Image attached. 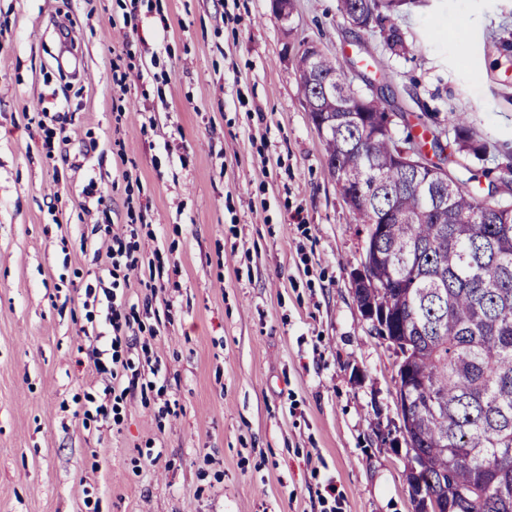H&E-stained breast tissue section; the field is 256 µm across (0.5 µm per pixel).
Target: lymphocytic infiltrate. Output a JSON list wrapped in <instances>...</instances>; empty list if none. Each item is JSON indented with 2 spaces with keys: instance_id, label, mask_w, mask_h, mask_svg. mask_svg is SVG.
Here are the masks:
<instances>
[{
  "instance_id": "1",
  "label": "lymphocytic infiltrate",
  "mask_w": 512,
  "mask_h": 512,
  "mask_svg": "<svg viewBox=\"0 0 512 512\" xmlns=\"http://www.w3.org/2000/svg\"><path fill=\"white\" fill-rule=\"evenodd\" d=\"M92 232L107 244L104 260L107 273L86 283L83 308L87 323L101 318L112 330L110 340L95 349L93 357L95 370L112 379L108 388L112 404L105 407L96 404L94 399H87L83 415L87 418L95 414L102 416L118 427L125 419L128 395L135 389L155 386L126 355L129 347L136 343L140 344L143 355H150L149 344L141 343L140 338L157 334L154 325L145 323L136 308L126 304L128 274L141 267L147 268V287L163 289L170 285L166 278L170 260L159 250L154 251L151 258H144V243L155 238L156 230L153 225L137 222L135 214H128L121 231H114L111 224L106 223L94 225Z\"/></svg>"
}]
</instances>
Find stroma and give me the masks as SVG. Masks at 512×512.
<instances>
[{"mask_svg": "<svg viewBox=\"0 0 512 512\" xmlns=\"http://www.w3.org/2000/svg\"><path fill=\"white\" fill-rule=\"evenodd\" d=\"M0 0V512H415L396 357L357 303L367 228L328 173L298 91L314 43L348 82L384 86L395 138L453 136L466 113L478 164L512 153V0H425L398 26L352 29L337 0ZM144 63L124 112L112 61ZM158 63H151V56ZM67 116L46 160L28 114ZM140 194L128 197L127 178ZM104 205L84 198L89 180ZM142 207L145 252L171 251L177 285L125 295L171 308L150 341L173 415L127 399L125 422H84L106 402L84 334L98 273L82 237ZM156 456L149 464L148 456Z\"/></svg>", "mask_w": 512, "mask_h": 512, "instance_id": "1", "label": "stroma"}]
</instances>
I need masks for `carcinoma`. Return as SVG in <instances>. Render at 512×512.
I'll return each mask as SVG.
<instances>
[{"label": "carcinoma", "mask_w": 512, "mask_h": 512, "mask_svg": "<svg viewBox=\"0 0 512 512\" xmlns=\"http://www.w3.org/2000/svg\"><path fill=\"white\" fill-rule=\"evenodd\" d=\"M411 4L338 0V9L354 21L377 14L391 53L406 55L395 20ZM296 69L330 176L360 223L381 226L371 279L355 294L402 353L399 392L412 407L418 466L411 487L444 512H512V165L462 178L421 148L401 162L384 93L359 102L327 53ZM453 130L458 156L485 152L464 114Z\"/></svg>", "instance_id": "cac0c4a2"}]
</instances>
